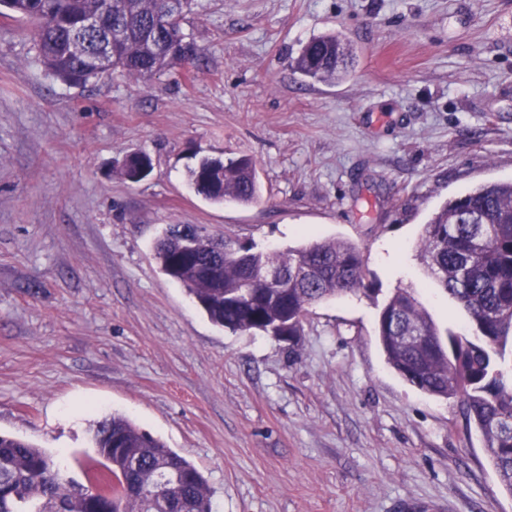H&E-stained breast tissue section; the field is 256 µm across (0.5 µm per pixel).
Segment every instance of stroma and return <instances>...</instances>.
I'll return each mask as SVG.
<instances>
[{"mask_svg":"<svg viewBox=\"0 0 512 512\" xmlns=\"http://www.w3.org/2000/svg\"><path fill=\"white\" fill-rule=\"evenodd\" d=\"M183 31L194 64L80 88L0 15V433L79 481L96 421L126 416L202 472L212 512H512L460 401L407 383L377 338L407 287L440 331H472L416 244L448 198L512 179V0H196ZM330 32L351 75L295 72ZM135 152L152 171L132 183ZM242 155L258 203L189 188L198 159ZM168 224L259 250L343 239L370 290L291 341L233 332L161 271ZM152 169V162L148 155L144 153H132L127 155L119 169L120 175L124 180L138 182L147 174V169Z\"/></svg>","mask_w":512,"mask_h":512,"instance_id":"35a3bbf8","label":"stroma"}]
</instances>
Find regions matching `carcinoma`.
Masks as SVG:
<instances>
[{
    "mask_svg": "<svg viewBox=\"0 0 512 512\" xmlns=\"http://www.w3.org/2000/svg\"><path fill=\"white\" fill-rule=\"evenodd\" d=\"M34 27L37 59L55 79L83 87L119 71L147 81L196 58L180 11L166 0H0ZM95 17L93 31L81 28ZM124 38L112 43V30ZM180 47L159 56L153 43ZM110 47V68L91 55ZM353 64L342 36L312 39L292 67L316 82L346 77ZM152 167L144 153L125 157L124 180L138 182ZM187 182L215 203L249 205L260 196L254 162L202 158L187 169ZM196 224L168 225L157 239L162 272L181 283L215 324L230 329L299 333L309 308L336 294L368 290L361 251L346 241H312L284 251H256L223 237L213 255ZM429 275L467 311L471 337L443 336L411 288H397L378 313V339L387 362L412 386L438 399H458L468 424L482 435L501 486L512 495V180L488 182L454 196L423 227L417 244ZM275 268L284 279L257 274ZM97 458L82 465L85 482L66 477L54 456L27 440L0 434V512H211L212 490L203 474L161 440L120 415L96 422Z\"/></svg>",
    "mask_w": 512,
    "mask_h": 512,
    "instance_id": "carcinoma-1",
    "label": "carcinoma"
}]
</instances>
